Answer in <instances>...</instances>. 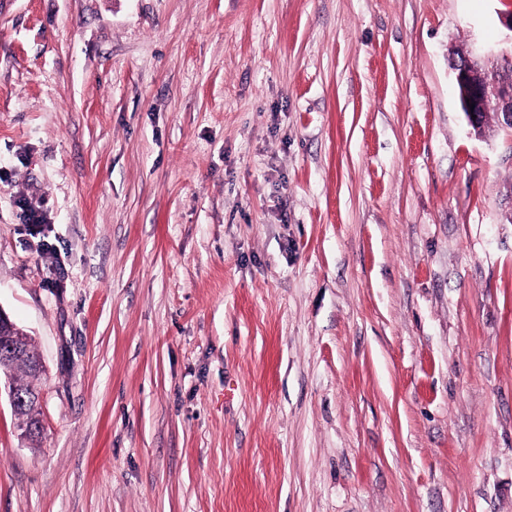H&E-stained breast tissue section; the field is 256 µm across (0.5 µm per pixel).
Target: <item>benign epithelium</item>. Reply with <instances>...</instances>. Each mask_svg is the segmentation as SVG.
Returning <instances> with one entry per match:
<instances>
[{"label":"benign epithelium","mask_w":512,"mask_h":512,"mask_svg":"<svg viewBox=\"0 0 512 512\" xmlns=\"http://www.w3.org/2000/svg\"><path fill=\"white\" fill-rule=\"evenodd\" d=\"M450 66L460 91L464 114L470 127L478 130L481 125L480 110L484 100L493 98L499 106L500 124L504 130H512V43L498 50L476 51L467 49L450 60ZM474 107H469V104ZM0 327L9 333L5 338V350L9 354L22 357L29 354L26 345L30 334L20 331L11 318L0 308ZM9 396L13 411L29 402L41 405V394L30 398L18 393L14 385H9Z\"/></svg>","instance_id":"7a95c632"}]
</instances>
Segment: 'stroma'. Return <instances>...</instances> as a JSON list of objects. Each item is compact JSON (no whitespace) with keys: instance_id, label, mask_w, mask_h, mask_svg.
<instances>
[{"instance_id":"obj_1","label":"stroma","mask_w":512,"mask_h":512,"mask_svg":"<svg viewBox=\"0 0 512 512\" xmlns=\"http://www.w3.org/2000/svg\"><path fill=\"white\" fill-rule=\"evenodd\" d=\"M511 12L0 0V512H512ZM510 30V44L498 50H461L450 60V66L460 91L464 114L470 127L479 133L480 110L484 100L493 98L499 106L502 130H512V14L504 20ZM475 103L470 111L469 104ZM472 115H476L472 119ZM1 326L3 327L5 332L12 333L16 329L19 330L21 335H7L5 338V350L6 353L16 354L22 357H26L27 354H30L28 351V347L26 345V341L31 335L24 331L23 329L16 326L11 318L0 308V331ZM31 355V354H30ZM0 372L7 373L10 376V378H13V376H14V380L17 384L15 386L16 387L15 388L14 385L12 384L11 379L6 377V379L8 380L9 396H10V402H11L13 411L16 413L20 409V407L27 404V402H29V403L33 402L38 407L37 416L34 414L35 408H33V407L28 408L27 412H25V413L23 412L21 414L26 415L30 419H35L37 417L40 420V418L38 417V410L41 405L40 390L36 388L37 394L35 396H30L29 401L23 395H25L27 393L35 392L34 386H35V383L38 381V379H40L39 377L41 376V374H35V373L31 372V370L27 367L26 364L17 362L16 360L12 359L11 357H0ZM18 372L21 373L22 376L25 377V382H18V380L16 378V374ZM16 389L23 395L18 393ZM15 415L17 416V418L19 420L20 419L19 414L16 413ZM40 423L42 425L41 420H40ZM42 427H43V425H42Z\"/></svg>"}]
</instances>
